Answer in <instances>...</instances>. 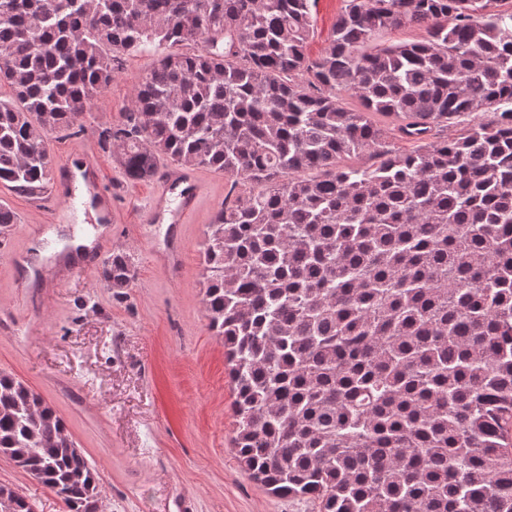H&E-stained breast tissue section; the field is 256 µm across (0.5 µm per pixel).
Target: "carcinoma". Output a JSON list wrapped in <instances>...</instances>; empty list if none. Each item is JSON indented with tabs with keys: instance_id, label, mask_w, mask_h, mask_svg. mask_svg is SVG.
<instances>
[{
	"instance_id": "1",
	"label": "carcinoma",
	"mask_w": 512,
	"mask_h": 512,
	"mask_svg": "<svg viewBox=\"0 0 512 512\" xmlns=\"http://www.w3.org/2000/svg\"><path fill=\"white\" fill-rule=\"evenodd\" d=\"M315 5L0 0V185L44 198L46 137L153 53L96 132L129 180L169 160L230 183L203 305L241 468L317 512H512V0H345L312 59ZM403 29L424 36L383 41ZM0 456L99 512L63 420L2 371ZM0 512L33 507L0 485Z\"/></svg>"
}]
</instances>
